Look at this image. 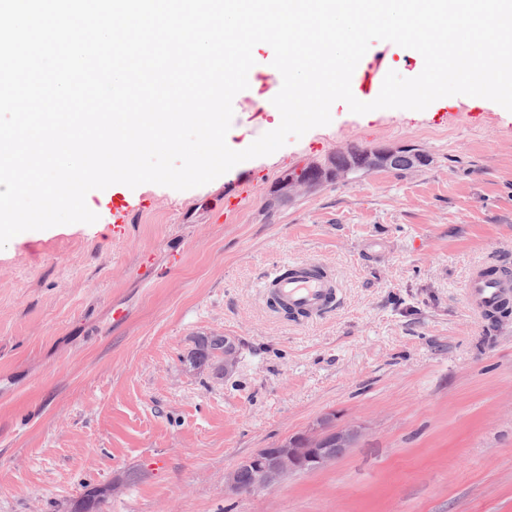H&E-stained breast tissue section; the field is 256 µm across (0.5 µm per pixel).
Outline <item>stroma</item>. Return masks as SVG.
Instances as JSON below:
<instances>
[{
    "mask_svg": "<svg viewBox=\"0 0 512 512\" xmlns=\"http://www.w3.org/2000/svg\"><path fill=\"white\" fill-rule=\"evenodd\" d=\"M406 78L414 50L372 42ZM277 87L233 100L237 142L271 129ZM432 109L329 125L214 181L90 191L98 219L26 231L0 250V512H512V316L481 321L472 269L512 264V112L449 96ZM410 146L426 160L279 193L338 153ZM251 193L234 213L225 192ZM130 205L114 231L113 199ZM178 263H171V254ZM315 263L328 312L289 320L272 282ZM125 308L124 322L112 319ZM236 336L233 376L186 369L199 336ZM331 413L365 435L327 467L234 495L225 472Z\"/></svg>",
    "mask_w": 512,
    "mask_h": 512,
    "instance_id": "obj_1",
    "label": "stroma"
}]
</instances>
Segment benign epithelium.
Here are the masks:
<instances>
[{"label": "benign epithelium", "instance_id": "obj_1", "mask_svg": "<svg viewBox=\"0 0 512 512\" xmlns=\"http://www.w3.org/2000/svg\"><path fill=\"white\" fill-rule=\"evenodd\" d=\"M403 156L411 163L425 161L422 153L415 150L406 152L401 146L396 149L371 150L355 158L351 162V167L360 170L385 167L396 158ZM306 172V178L286 179L281 187L284 189L308 187L333 175V171L323 167H309ZM239 356L238 339L234 336L224 337V352L219 357L217 370L226 378L232 376L237 370ZM363 434L364 428L361 426L354 424L338 426L334 423V415L329 413L321 415L302 433L281 439L273 448L258 449L235 468L224 473V486L234 494H244L241 474L248 471L252 475L249 492L274 489L291 473L313 471L332 463L343 455L346 449L352 447Z\"/></svg>", "mask_w": 512, "mask_h": 512}]
</instances>
